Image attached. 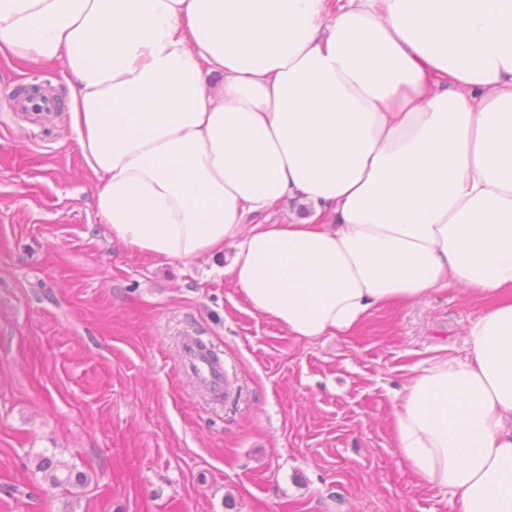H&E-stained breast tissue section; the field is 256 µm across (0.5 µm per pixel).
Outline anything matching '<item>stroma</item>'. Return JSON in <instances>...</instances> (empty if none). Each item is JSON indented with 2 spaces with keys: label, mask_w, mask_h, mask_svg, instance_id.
Wrapping results in <instances>:
<instances>
[{
  "label": "stroma",
  "mask_w": 512,
  "mask_h": 512,
  "mask_svg": "<svg viewBox=\"0 0 512 512\" xmlns=\"http://www.w3.org/2000/svg\"><path fill=\"white\" fill-rule=\"evenodd\" d=\"M64 99L59 66L0 63V89ZM66 108L0 104V512H456L398 455L392 391L410 366L469 354L487 300L451 288L292 336L213 272L114 242ZM228 397L181 369L184 337ZM72 468L51 485L42 456Z\"/></svg>",
  "instance_id": "35a3bbf8"
}]
</instances>
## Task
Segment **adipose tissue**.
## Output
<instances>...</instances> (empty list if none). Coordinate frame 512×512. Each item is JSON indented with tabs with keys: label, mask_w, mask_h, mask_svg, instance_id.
Returning <instances> with one entry per match:
<instances>
[{
	"label": "adipose tissue",
	"mask_w": 512,
	"mask_h": 512,
	"mask_svg": "<svg viewBox=\"0 0 512 512\" xmlns=\"http://www.w3.org/2000/svg\"><path fill=\"white\" fill-rule=\"evenodd\" d=\"M0 58L64 67L114 241L227 253L291 335L450 287L492 299L392 419L458 512H512V0H0ZM286 199L310 209L271 221Z\"/></svg>",
	"instance_id": "1"
}]
</instances>
